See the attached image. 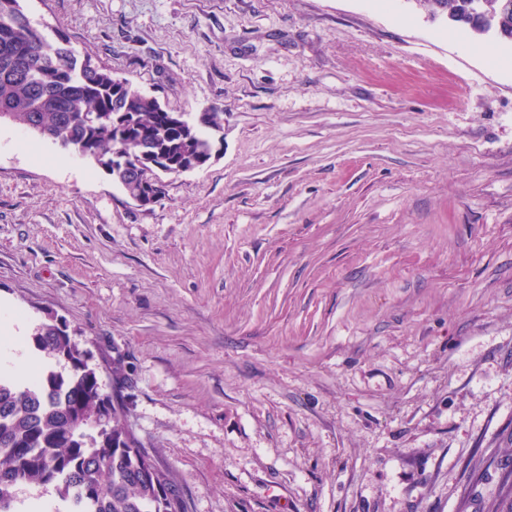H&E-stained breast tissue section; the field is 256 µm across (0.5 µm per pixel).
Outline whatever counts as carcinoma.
<instances>
[{
    "label": "carcinoma",
    "instance_id": "cac0c4a2",
    "mask_svg": "<svg viewBox=\"0 0 512 512\" xmlns=\"http://www.w3.org/2000/svg\"><path fill=\"white\" fill-rule=\"evenodd\" d=\"M420 2L476 30L467 0ZM488 5L502 30L497 39L511 40L512 0ZM223 115L213 107L189 121L164 109L77 55L64 35L47 40L19 0H0V122L92 160L130 196L161 199L163 183L139 176L150 161L169 174L205 166L208 131L221 129ZM32 344L68 373L43 367L23 385L0 374V512H14L18 490L33 484L53 487L69 512H188L169 474L122 425L126 406L104 392L90 350L51 314ZM500 481L508 490L492 493L487 512H512V471Z\"/></svg>",
    "mask_w": 512,
    "mask_h": 512
}]
</instances>
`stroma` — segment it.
Masks as SVG:
<instances>
[{"mask_svg": "<svg viewBox=\"0 0 512 512\" xmlns=\"http://www.w3.org/2000/svg\"><path fill=\"white\" fill-rule=\"evenodd\" d=\"M20 5L224 124L142 207L0 123V322L67 323L189 512H486L512 468V62L493 37L419 0Z\"/></svg>", "mask_w": 512, "mask_h": 512, "instance_id": "1", "label": "stroma"}]
</instances>
